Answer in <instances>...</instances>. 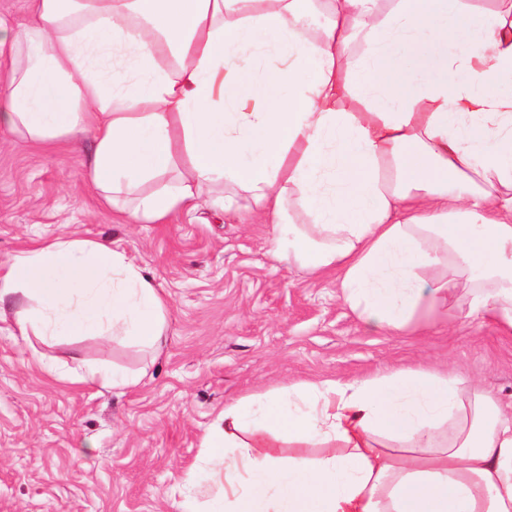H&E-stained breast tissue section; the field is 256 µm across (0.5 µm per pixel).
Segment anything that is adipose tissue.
Instances as JSON below:
<instances>
[{"mask_svg": "<svg viewBox=\"0 0 512 512\" xmlns=\"http://www.w3.org/2000/svg\"><path fill=\"white\" fill-rule=\"evenodd\" d=\"M0 22V127L87 134L126 221L200 206L271 218L268 253L337 274L367 325L422 313L512 329V0H35ZM277 56L254 73L260 51ZM134 77L107 83L101 58ZM20 336L165 340L124 252L58 237L0 273ZM320 448L281 462L276 443ZM178 512H512V402L448 369L302 382L227 404ZM0 18L17 28L33 18L32 0H0Z\"/></svg>", "mask_w": 512, "mask_h": 512, "instance_id": "ef3b65f1", "label": "adipose tissue"}]
</instances>
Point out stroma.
Instances as JSON below:
<instances>
[{"instance_id": "obj_1", "label": "stroma", "mask_w": 512, "mask_h": 512, "mask_svg": "<svg viewBox=\"0 0 512 512\" xmlns=\"http://www.w3.org/2000/svg\"><path fill=\"white\" fill-rule=\"evenodd\" d=\"M89 147L0 127V267L58 236L123 251L168 299L165 341L153 352L119 336L27 339L0 322V512H177L176 485L225 404L301 381L446 363L512 399V330L488 317L371 328L335 274L272 261L271 225L242 207L126 223L87 183ZM79 359L143 378L122 391L53 379Z\"/></svg>"}]
</instances>
